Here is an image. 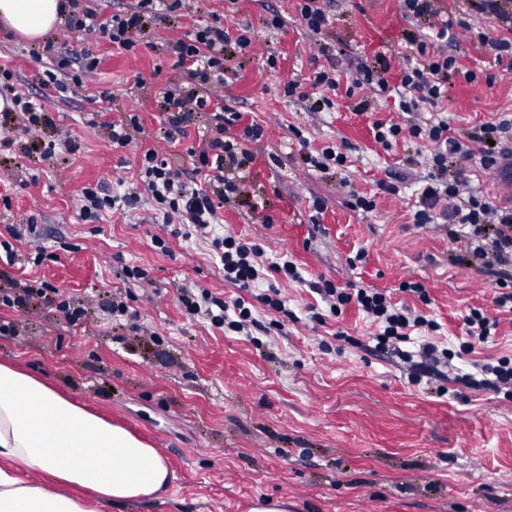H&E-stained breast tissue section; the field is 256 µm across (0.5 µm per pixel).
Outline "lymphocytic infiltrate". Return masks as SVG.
I'll return each mask as SVG.
<instances>
[{"instance_id":"obj_1","label":"lymphocytic infiltrate","mask_w":512,"mask_h":512,"mask_svg":"<svg viewBox=\"0 0 512 512\" xmlns=\"http://www.w3.org/2000/svg\"><path fill=\"white\" fill-rule=\"evenodd\" d=\"M433 0H402L406 18L412 19L417 29L405 33L404 42L411 52V63L406 65L401 78L397 122H375L373 136L384 148H391L400 138L429 147L430 170L424 177L418 193L419 207L414 213L418 225L439 224L446 227L452 240L466 243L460 258L463 266L496 274L494 302L498 307L512 306V207H500L484 199L479 192L461 193L472 161L484 168H500L503 161L512 162V118L487 122L477 127L470 145H463L449 136L448 122L436 109L448 95V82L460 67L455 56L444 47L451 37L453 23L440 19L432 8ZM183 0H137L133 11L113 14L106 21H98L93 10H79L78 0H63L61 14L67 37L82 39L101 36L112 43L130 49L141 38L148 20L175 17ZM435 32L434 41H427L423 31ZM252 43L250 27L229 32L223 26L207 24L195 32L172 41L177 66L186 68L191 79L189 86L166 92L163 109L167 114L168 134L179 133L189 115L196 112L212 113L215 131L199 151L196 163L213 174L211 192H203L182 183L166 158L152 149L139 159L140 181L150 192L155 211L163 223H179L185 237L199 236L208 241L216 260L224 269L225 281L240 289L253 287L264 272H271L282 280L306 283L317 294L332 315L341 314L349 305H357L375 324L373 334L375 353L394 357L410 369L409 381L418 386L432 378L439 367L450 365L456 353L474 352L477 344L495 335L498 323L485 316L478 308H470L464 317L467 338L458 350L440 348L433 341L439 332V322L407 308H399L389 297L374 288H340L331 280H305L296 264L290 261L265 263V250L256 242H246L215 231V200L226 199L237 191V180L252 160L246 147L248 141L261 139L264 129L253 124L244 130L243 140L225 136L227 126L235 124L239 113L218 111L211 97L202 92L203 86L223 85L236 52L246 50ZM71 68L69 81H62L58 71ZM97 58L89 52L61 51L56 65L44 72L43 87L65 92L68 83H82L95 73ZM0 95L11 97L12 110L0 113V129H22L28 146L34 147L38 161L51 162L56 157V143L48 132L54 120L45 112L39 100L24 97L17 92L14 74L0 69ZM434 107L435 112L421 122H414L413 114L420 104ZM81 208L84 221L94 223L106 210L124 209L137 204L140 195L135 188L121 194L104 195L99 189L85 188ZM43 299L53 304L61 319L74 325L86 314V306L65 296L56 288L33 285L0 287V307H24ZM180 301L187 314L203 317L216 327L242 336H251L255 320L243 299L226 301L209 292L186 293ZM455 380L464 387L486 389L512 401V358L488 360L479 374L457 373Z\"/></svg>"}]
</instances>
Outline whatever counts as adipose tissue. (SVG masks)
I'll return each mask as SVG.
<instances>
[{
	"label": "adipose tissue",
	"instance_id": "obj_1",
	"mask_svg": "<svg viewBox=\"0 0 512 512\" xmlns=\"http://www.w3.org/2000/svg\"><path fill=\"white\" fill-rule=\"evenodd\" d=\"M61 0H0V23L30 42L60 21ZM177 476L158 449L43 380L0 363V512H98L163 495ZM87 490L91 503L70 496Z\"/></svg>",
	"mask_w": 512,
	"mask_h": 512
}]
</instances>
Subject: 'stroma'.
Instances as JSON below:
<instances>
[{"label":"stroma","instance_id":"stroma-1","mask_svg":"<svg viewBox=\"0 0 512 512\" xmlns=\"http://www.w3.org/2000/svg\"><path fill=\"white\" fill-rule=\"evenodd\" d=\"M330 23L318 34L301 25L297 0H184L175 25H153L147 42L130 50L108 39L93 41L96 74L66 93H44L46 60L32 45L0 27V67L14 73L19 93L41 99L55 127L57 162L38 163L25 153V138L0 155V233L37 225L47 255L33 264L34 247L16 244L14 264L0 279L38 281L74 300L98 294L125 301L140 315L143 330L109 323L90 306L83 321L69 325L52 305L0 308L13 333L0 335V362L31 371L71 399L134 431L169 461L177 479L161 498L107 508L106 512H249L259 498H287L289 512H512V401L489 391L464 388L454 378L409 384L405 364L366 349L372 327L357 306L324 322L310 320L312 297L303 285L282 283L292 319L283 330L254 345L203 318L187 315L184 290L226 298L243 296L261 323L273 315L256 294L273 277L242 292L224 272L205 241L175 236L154 221L150 194L136 209L80 218L82 190L99 186L120 192L138 175L149 148L168 158L186 185L208 189L193 151L202 149L214 124L195 113L183 134L166 138L165 92L188 80L175 67L169 40L200 25L251 26V47L240 53L225 86L209 88L213 101L239 112L230 135L261 124L260 140L248 142L252 161L236 194L217 210V232L261 241L273 261L294 262L305 278L336 285L369 286L394 302L425 308L441 326V341L457 349L468 308L498 319L495 336L460 360L512 357V313L493 303L492 276L463 267L466 244L452 241L443 226L413 222L415 193L427 159L418 146L398 142L383 150L373 122L396 118L389 94L364 90L348 95L359 68L386 59L390 85L405 66L401 0H325ZM441 16L461 19L449 54L474 82L452 76L439 110L449 134L467 142L481 123L512 114V62L496 61L487 42L504 37L497 20L463 10L460 0H434ZM281 16V28L269 27ZM278 57L268 68V53ZM340 75L336 89L313 87L323 68ZM301 83L305 99L284 94ZM326 97L332 108L312 110ZM366 112H358L360 99ZM137 115L131 143L114 147L109 124ZM338 146L349 161L320 170L307 154ZM397 182L399 195L379 192ZM375 196L365 213L349 205L351 193ZM321 210H314V202ZM37 244V245H38ZM137 266L144 278L126 277ZM422 281L429 306L400 291ZM352 336V343L336 338Z\"/></svg>","mask_w":512,"mask_h":512}]
</instances>
